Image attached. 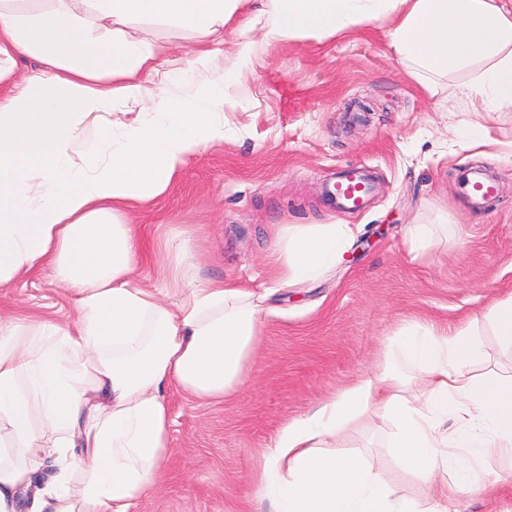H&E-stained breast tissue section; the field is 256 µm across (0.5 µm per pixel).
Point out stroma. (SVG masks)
<instances>
[{
    "label": "stroma",
    "instance_id": "1",
    "mask_svg": "<svg viewBox=\"0 0 512 512\" xmlns=\"http://www.w3.org/2000/svg\"><path fill=\"white\" fill-rule=\"evenodd\" d=\"M385 20L323 40L259 45L234 68L224 111L230 140L192 156L157 199L126 216L149 244L133 281L169 305L181 284L231 280L265 294L263 323L248 383L234 397L204 402L181 389L165 393L174 426L163 479L137 512H269L255 498L259 457L288 419L313 409L374 367L410 320L453 327L476 320L487 360L474 374L512 372V347L482 319L512 294V112L490 124L497 150L466 149L447 126L467 112L454 83L426 91L396 63ZM130 34L168 45L166 68L181 70L207 47L200 35L140 22ZM377 188L358 212L337 211L323 189L351 166ZM492 175L497 193L474 207L467 170ZM357 224L361 231L319 280L275 285L267 271L281 224ZM410 224L436 225L433 245L414 254ZM0 316L70 326L77 316L68 286L45 273H21L0 286ZM390 423L348 432L342 452H360L411 501L427 485L403 470ZM502 484L494 501L476 487L455 497V512H512V464L492 458Z\"/></svg>",
    "mask_w": 512,
    "mask_h": 512
}]
</instances>
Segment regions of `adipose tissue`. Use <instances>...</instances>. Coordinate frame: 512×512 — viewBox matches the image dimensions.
Here are the masks:
<instances>
[{"mask_svg": "<svg viewBox=\"0 0 512 512\" xmlns=\"http://www.w3.org/2000/svg\"><path fill=\"white\" fill-rule=\"evenodd\" d=\"M244 2L0 0V85L18 56L41 63L0 94V284L46 272L79 295L71 330L0 321V512H133L171 450L165 389L225 399L254 358L262 296L209 282L171 307L132 281L144 245L124 207L158 197L188 157L224 141L228 99L214 51L172 77L162 45L129 36L131 24L227 29L246 61L259 40L322 39L387 18L395 58L420 85L467 72L457 94L481 119L451 127L463 147L492 146L488 120L512 110V0H258L240 20ZM117 103L137 117L105 122ZM358 231L279 225L273 281L317 280ZM484 359L473 323L405 324L379 370L278 430L259 466V499L274 512H450L488 457L512 458V376H472ZM410 369L424 385L415 402L400 393ZM371 417L392 424L405 469L426 480L444 470L450 483L420 505L363 454L335 453Z\"/></svg>", "mask_w": 512, "mask_h": 512, "instance_id": "ef3b65f1", "label": "adipose tissue"}]
</instances>
